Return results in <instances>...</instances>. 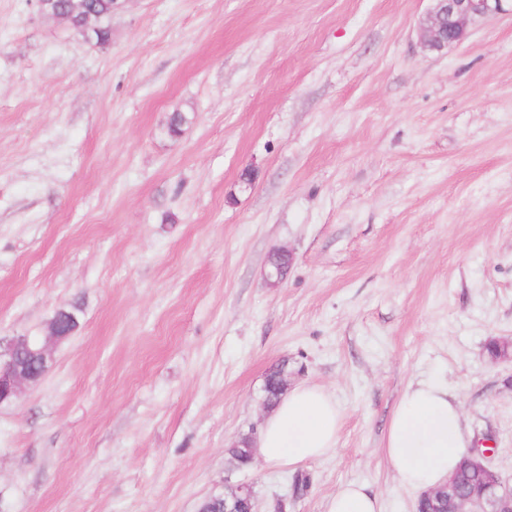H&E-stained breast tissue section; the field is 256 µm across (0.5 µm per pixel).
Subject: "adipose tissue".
<instances>
[{
	"label": "adipose tissue",
	"mask_w": 512,
	"mask_h": 512,
	"mask_svg": "<svg viewBox=\"0 0 512 512\" xmlns=\"http://www.w3.org/2000/svg\"><path fill=\"white\" fill-rule=\"evenodd\" d=\"M341 422L330 393L301 384L281 399L254 444L276 465L316 460L336 447ZM469 445L458 398L446 385L424 379L409 385L394 409L384 452L402 486L428 490L453 473ZM327 512H382V504L366 485L350 482L330 498Z\"/></svg>",
	"instance_id": "obj_1"
}]
</instances>
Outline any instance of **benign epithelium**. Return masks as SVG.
<instances>
[{
    "label": "benign epithelium",
    "instance_id": "obj_1",
    "mask_svg": "<svg viewBox=\"0 0 512 512\" xmlns=\"http://www.w3.org/2000/svg\"><path fill=\"white\" fill-rule=\"evenodd\" d=\"M433 7L420 24V42L428 52H441L461 42L475 23L505 12L512 13V0H432ZM66 309H58L42 338L15 336L0 346V404L17 399L23 390L41 380L53 362L52 346L67 339L77 328L63 332L58 319ZM470 458L488 475L487 484L458 498L454 512H512V481L503 478L492 462L493 449L480 441ZM240 498L224 502V512H258L253 486L239 484Z\"/></svg>",
    "mask_w": 512,
    "mask_h": 512
}]
</instances>
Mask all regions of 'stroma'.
I'll return each instance as SVG.
<instances>
[{"label": "stroma", "instance_id": "1", "mask_svg": "<svg viewBox=\"0 0 512 512\" xmlns=\"http://www.w3.org/2000/svg\"><path fill=\"white\" fill-rule=\"evenodd\" d=\"M430 7L124 0L102 47L0 0V340L81 310L0 405V512H197L243 481L261 512L349 482L415 512L384 441L427 378L512 476V361L485 350L512 342V16L427 52ZM283 362L336 399L337 446L233 468Z\"/></svg>", "mask_w": 512, "mask_h": 512}]
</instances>
